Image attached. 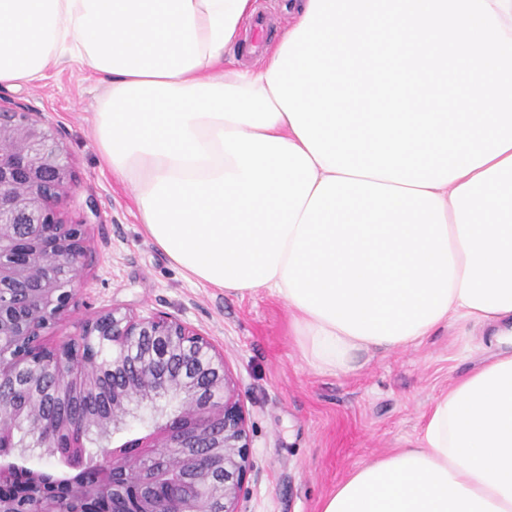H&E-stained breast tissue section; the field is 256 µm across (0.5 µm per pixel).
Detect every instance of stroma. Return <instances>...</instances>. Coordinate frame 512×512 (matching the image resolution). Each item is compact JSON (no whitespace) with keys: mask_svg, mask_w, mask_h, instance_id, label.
I'll return each mask as SVG.
<instances>
[{"mask_svg":"<svg viewBox=\"0 0 512 512\" xmlns=\"http://www.w3.org/2000/svg\"><path fill=\"white\" fill-rule=\"evenodd\" d=\"M105 84L78 65L34 84L0 86L52 124L68 154L73 188L57 205L64 223H84L95 196L98 219L84 223L89 260L68 316L46 338L55 345L87 317L113 308L180 318L223 350L244 406L256 476L242 512H318L350 470L418 439L434 400L487 353L479 336L451 324L420 345L373 353L347 373L314 367L291 328L287 303L261 290L235 296L188 279L145 234L136 190L101 162L92 121Z\"/></svg>","mask_w":512,"mask_h":512,"instance_id":"1","label":"stroma"}]
</instances>
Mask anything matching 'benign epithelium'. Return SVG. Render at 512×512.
<instances>
[{"instance_id": "7a95c632", "label": "benign epithelium", "mask_w": 512, "mask_h": 512, "mask_svg": "<svg viewBox=\"0 0 512 512\" xmlns=\"http://www.w3.org/2000/svg\"><path fill=\"white\" fill-rule=\"evenodd\" d=\"M72 181L54 128L19 103H0V377L24 371L37 385L49 379L63 394L89 395L99 379L80 337H112V419L94 425L133 437L105 448L110 464L103 472L112 473V483L97 489L110 486L122 499L130 491L132 501L121 512H213L194 492L221 467L212 494L221 512H240L253 464L246 412L223 351L168 313L139 316L117 308L86 320L77 337L44 344L77 292L60 280L57 264L77 275L88 259L84 224H65L56 210ZM174 344L186 364L161 377ZM160 399L171 405L165 422L137 430L134 423L157 411ZM31 417L29 403L0 388V441H13V424ZM187 448L198 450L192 466L185 464Z\"/></svg>"}]
</instances>
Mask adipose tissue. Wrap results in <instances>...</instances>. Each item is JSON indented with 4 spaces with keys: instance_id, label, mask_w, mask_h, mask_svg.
Returning <instances> with one entry per match:
<instances>
[{
    "instance_id": "1",
    "label": "adipose tissue",
    "mask_w": 512,
    "mask_h": 512,
    "mask_svg": "<svg viewBox=\"0 0 512 512\" xmlns=\"http://www.w3.org/2000/svg\"><path fill=\"white\" fill-rule=\"evenodd\" d=\"M251 0H0V85L107 77L93 136L188 276L284 299L311 364L349 372L449 321L491 355L421 437L356 466L319 512H512V149L438 187L322 168L267 83L222 72Z\"/></svg>"
}]
</instances>
